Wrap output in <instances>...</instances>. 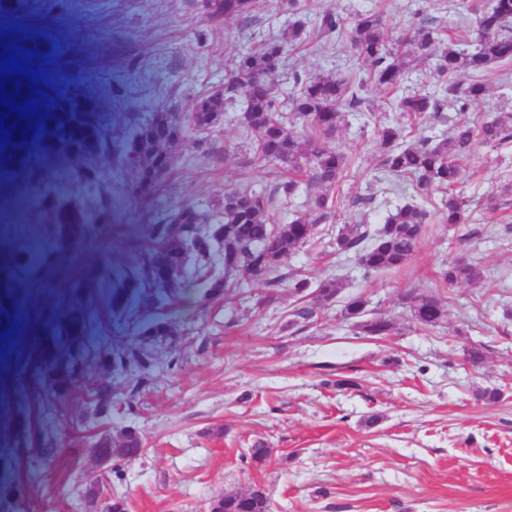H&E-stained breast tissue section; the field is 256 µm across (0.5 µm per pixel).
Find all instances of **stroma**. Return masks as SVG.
Listing matches in <instances>:
<instances>
[{
	"label": "stroma",
	"mask_w": 512,
	"mask_h": 512,
	"mask_svg": "<svg viewBox=\"0 0 512 512\" xmlns=\"http://www.w3.org/2000/svg\"><path fill=\"white\" fill-rule=\"evenodd\" d=\"M418 0H265L253 23L208 17L204 0H24L0 15V32L38 31L58 47L51 73L71 88L94 87L96 112L109 115L114 140L126 139L131 108L148 115L166 107L185 113L196 99L223 89L224 63L237 52L279 36L293 17L314 21L325 10L352 18L382 9L392 36L406 28ZM136 56L142 73H129ZM347 44L311 42L288 49L275 83L288 89L293 71H352L364 80L374 113L349 114L338 142L353 156L337 193L336 218L320 225L303 247L283 258L277 287L256 280L227 297L207 296L190 285L180 304V335L154 350L155 364L139 393L135 371L101 369L92 354L106 353L128 336L136 301L95 318L105 298L98 285L111 280L128 295L119 272L128 244L146 214L128 204L113 212L122 231L81 235L78 225L54 224L42 210L70 173L61 161L16 191L5 213L0 255L42 241L37 262L17 275L15 302L0 303V333L15 345L0 370V512H89V490L106 473L105 495L126 512H209L227 493L262 489L271 512H512V226L486 209V196L512 178V147L476 144L462 161L461 188L472 210L468 224L440 223L438 195L410 183L394 186L376 166V125L396 119L386 94L350 70ZM486 99L470 113L480 117L512 108V63L483 75ZM258 135L232 121L204 132L186 131L162 180L155 211L197 205L204 224L224 213L216 201L248 179L269 191L274 165L254 160ZM252 158L241 169L244 158ZM372 195L364 212L355 195ZM416 202L429 217L416 252L400 268L364 274L352 256L336 251L341 225L364 219L380 227L387 212ZM476 265L480 281L448 285L442 273L456 260ZM335 278L341 293L314 318H298L302 301L292 278ZM438 296L447 316L435 327L412 318L407 291ZM362 296L371 316L390 321L389 336L364 335L342 308ZM479 349L472 365L467 353ZM339 379L355 386L337 391ZM112 388V405L95 412L84 395ZM498 391L497 401L482 399ZM138 432L144 452L102 461L99 435ZM55 456L42 460L43 437ZM272 450L254 462L256 442Z\"/></svg>",
	"instance_id": "35a3bbf8"
}]
</instances>
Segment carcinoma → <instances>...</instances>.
<instances>
[{
	"label": "carcinoma",
	"instance_id": "carcinoma-1",
	"mask_svg": "<svg viewBox=\"0 0 512 512\" xmlns=\"http://www.w3.org/2000/svg\"><path fill=\"white\" fill-rule=\"evenodd\" d=\"M213 13L226 18L249 21L255 17L258 0H209ZM464 25L454 36H445L426 12L442 9L440 0H425L414 12L418 20L395 40L384 30L378 12H364L347 20L326 11L314 24L318 36L343 40L353 50L354 66L367 71L376 86L392 94L391 107L414 118L435 123L448 121V111L456 113L448 136L430 140H407L404 126L385 123L377 127L378 167L397 180L414 184L428 196L442 194L439 221L443 224L468 222L467 201L456 190L461 183L459 161L471 153L478 142L492 146L512 140V112H500L488 121L469 115L472 104L488 95L482 74L495 64L512 60V0H458ZM307 42L306 23L297 19L288 24V35L266 42L254 51L239 52L225 62L224 91L200 97L193 112L181 117L176 112H156L143 119L129 114L131 133L121 144L112 134L93 121L92 102L82 95L70 100L53 97L51 89L20 77L24 85L8 87L21 90L24 97L36 99L38 117L26 116L24 129L13 131L14 140L0 144V169L10 172L18 183L29 182L47 163L56 158L70 163L69 183L59 191L50 207L52 221L63 224L112 225L116 203L105 169L113 164L130 177L131 182L147 180L156 187L170 169V147L183 137L186 127L197 131L211 128L221 107H230L242 98L235 121L246 131L259 134L256 157L279 166L288 176L277 181L268 194L256 193L250 184L224 190L219 205L224 223L217 226L224 240V279L207 282L213 294L237 287V281L263 275L270 287L278 284L275 274L282 257L291 248H299L316 234L317 226L335 216V190L346 179L351 157L335 144L336 134L347 112H369L372 105L361 95L362 83L338 71L330 74L296 72L288 86L285 106L291 112L283 123L275 77L286 46L301 47ZM23 54L28 69H40L48 51L36 40L21 42L0 35V44ZM34 56L28 57L26 53ZM433 64L435 82L423 90H409L408 83L419 67ZM306 188L304 212L286 223L276 224L270 209L278 199L292 200ZM492 208L512 211V181L489 198ZM427 211L408 202L387 214L381 228L371 233L360 221L343 225L336 235V251L352 254L365 273L402 266L416 251ZM200 224L199 211L190 204L156 213L146 225L143 237L130 241L132 287L141 297L165 309L177 303L183 277L182 243H193L194 226ZM479 276L470 263L448 266L444 281L454 285ZM314 288L310 306L297 312L308 319L316 306L337 297L341 290L335 279L317 286L305 279L294 280L301 294ZM413 318L423 326H434L445 316V306L432 295L408 294L404 297ZM366 301L352 296L342 312L366 336H386L391 324L382 317L366 318ZM177 324L167 314L148 319L141 336H174ZM113 370L134 367L148 373L153 350L136 341L114 351ZM113 453L134 458L141 455V442L135 431L123 435L121 447ZM215 512H269L264 493L227 495L214 503Z\"/></svg>",
	"mask_w": 512,
	"mask_h": 512
}]
</instances>
